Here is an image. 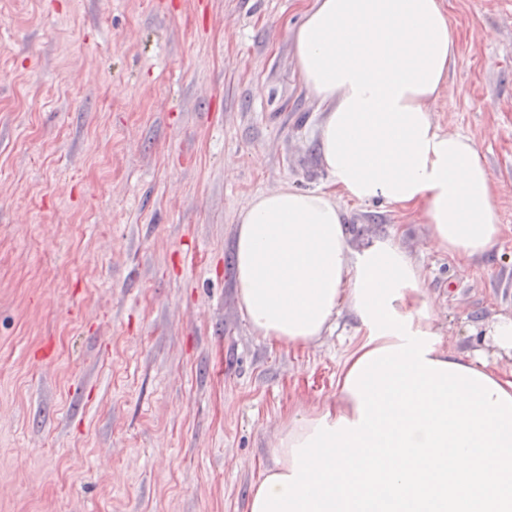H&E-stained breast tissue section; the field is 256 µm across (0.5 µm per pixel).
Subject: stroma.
<instances>
[{
	"label": "stroma",
	"instance_id": "stroma-1",
	"mask_svg": "<svg viewBox=\"0 0 512 512\" xmlns=\"http://www.w3.org/2000/svg\"><path fill=\"white\" fill-rule=\"evenodd\" d=\"M313 2L0 0V512H247L283 420L335 402L354 318L269 344L234 276L255 195L329 183L289 35ZM444 3L432 116L476 141L508 229L461 263L420 215L345 222L396 235L446 343L508 375L472 327L512 317V0Z\"/></svg>",
	"mask_w": 512,
	"mask_h": 512
}]
</instances>
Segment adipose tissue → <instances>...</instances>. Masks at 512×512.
Returning <instances> with one entry per match:
<instances>
[{
  "label": "adipose tissue",
  "mask_w": 512,
  "mask_h": 512,
  "mask_svg": "<svg viewBox=\"0 0 512 512\" xmlns=\"http://www.w3.org/2000/svg\"><path fill=\"white\" fill-rule=\"evenodd\" d=\"M290 36L325 109L330 183L260 193L239 213L238 296L269 342H316L345 309L359 339L335 404L284 420L249 512H512V375L445 343L396 236L356 250L343 222L347 201L415 211L433 247L466 262L503 234L484 156L428 109L455 55L443 2L314 0Z\"/></svg>",
  "instance_id": "1"
}]
</instances>
